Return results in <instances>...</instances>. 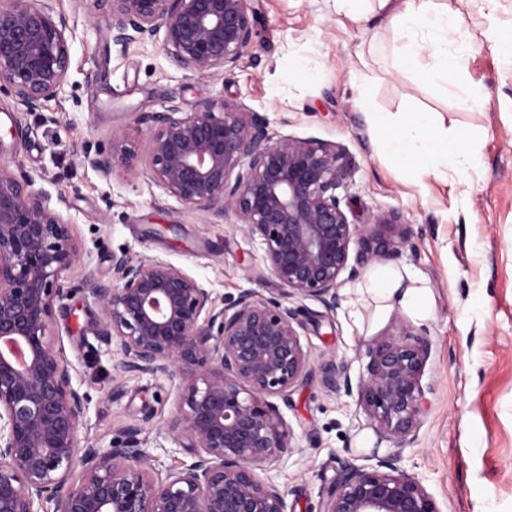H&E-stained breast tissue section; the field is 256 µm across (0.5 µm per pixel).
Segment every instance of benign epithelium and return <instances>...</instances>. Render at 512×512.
<instances>
[{"mask_svg":"<svg viewBox=\"0 0 512 512\" xmlns=\"http://www.w3.org/2000/svg\"><path fill=\"white\" fill-rule=\"evenodd\" d=\"M53 2L0 0V91L25 112L59 99L70 67L68 23ZM108 28L123 50L164 32L172 61L198 80L233 74L255 36L249 0H112ZM268 127L242 103L206 99L185 112L172 98L136 118V130L149 132L143 156L124 135L84 161L107 179L145 174L190 211L234 216L262 244L285 297L333 310L345 280L408 245L406 223L397 212L375 216L373 229L350 223L338 190L352 162L323 141H275ZM79 254L73 225L0 164V512H287L267 467L289 451L272 398L287 399L309 372L298 310L254 290L220 308L211 290L157 256L121 251L109 278L86 276L102 335L121 342L117 369L180 379L159 431L181 440L192 462L163 472L140 447V425L122 427L121 447L107 450L85 433L86 396L51 332ZM428 349L425 329L400 323L368 350L357 388L344 365H321L325 387L357 393L395 451L370 465L343 462L320 512H441L398 466L431 390L422 384Z\"/></svg>","mask_w":512,"mask_h":512,"instance_id":"obj_1","label":"benign epithelium"}]
</instances>
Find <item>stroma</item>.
Masks as SVG:
<instances>
[{
	"label": "stroma",
	"mask_w": 512,
	"mask_h": 512,
	"mask_svg": "<svg viewBox=\"0 0 512 512\" xmlns=\"http://www.w3.org/2000/svg\"><path fill=\"white\" fill-rule=\"evenodd\" d=\"M448 3L463 19L468 49L443 91L405 64L397 29L337 10L335 0H250L257 36L240 67L200 83L173 64L163 37L124 51L113 45L111 0H55L71 32L62 99L23 112L0 92V163L23 174L75 226L81 256L67 295L54 305L52 333L87 396L85 421L99 447L118 446L121 427L139 423L141 445L157 469L192 461L188 449L156 432L179 378L116 371L120 342L100 335L103 314L86 273L108 277L113 252L125 250L171 262L220 300L247 289L283 296L259 241L187 210L145 175L108 180L84 160L169 99L187 112L204 99L223 100L265 115L273 138L339 147L355 166L344 192L350 223L403 216L411 245L390 264L429 289L423 381L433 390L401 465L441 512H512V0ZM91 69L97 79L90 85ZM471 84L485 89L476 105L463 92ZM398 112H431L449 132L475 136L477 162L452 155L410 165L385 154L393 133L387 121ZM13 127L22 137L10 135ZM340 299L333 311L312 298L288 300L303 323L310 372L278 403L290 450L267 474L285 491L287 512H319L343 461L362 465L391 449L356 396L327 390L320 366L335 359L358 381L375 337L413 317L394 308L367 334L348 315V294ZM116 386L122 394L115 399Z\"/></svg>",
	"instance_id": "35a3bbf8"
}]
</instances>
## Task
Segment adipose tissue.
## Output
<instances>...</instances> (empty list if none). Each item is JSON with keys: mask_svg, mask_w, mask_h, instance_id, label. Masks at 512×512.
Returning <instances> with one entry per match:
<instances>
[{"mask_svg": "<svg viewBox=\"0 0 512 512\" xmlns=\"http://www.w3.org/2000/svg\"><path fill=\"white\" fill-rule=\"evenodd\" d=\"M377 2L380 17L396 23L407 39L405 61L417 70L424 81L447 88L448 74L458 68L460 57L447 51L449 37L459 30V19L449 9L446 0ZM427 44L438 52L436 62L428 67L422 63L423 47ZM384 148L389 155L411 162H419L430 156L444 157L451 151L463 156L465 162L475 159L468 144L449 142L447 130L421 113L400 122L396 132L385 141ZM357 291L375 303L376 318L386 317L396 305L422 320L430 316L427 290L418 285L416 276L409 271H373L359 284Z\"/></svg>", "mask_w": 512, "mask_h": 512, "instance_id": "1", "label": "adipose tissue"}]
</instances>
